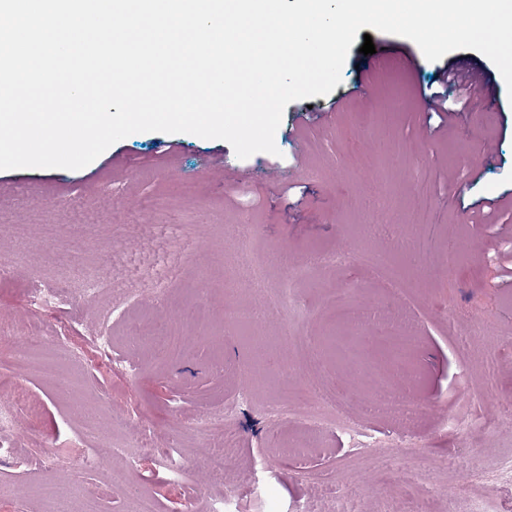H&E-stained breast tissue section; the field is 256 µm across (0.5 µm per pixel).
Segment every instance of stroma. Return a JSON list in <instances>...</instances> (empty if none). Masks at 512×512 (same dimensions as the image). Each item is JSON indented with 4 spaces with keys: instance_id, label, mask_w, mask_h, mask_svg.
<instances>
[{
    "instance_id": "stroma-1",
    "label": "stroma",
    "mask_w": 512,
    "mask_h": 512,
    "mask_svg": "<svg viewBox=\"0 0 512 512\" xmlns=\"http://www.w3.org/2000/svg\"><path fill=\"white\" fill-rule=\"evenodd\" d=\"M369 39L375 54L360 53L365 39L356 38L334 91L287 105L277 154L241 159L223 140L142 132L79 170H0V317L26 326L30 285H66L67 315H48L44 325L75 351L69 360L47 352V377L18 373L0 348V379L38 402L35 425L49 438L62 431L84 440L87 453L109 444L134 456L143 429L185 474L177 483L163 463L145 462L105 493L103 474L80 467L68 449L21 440L19 452L37 465L0 461V512H53L66 478L82 491L73 512L90 496L97 512H133V483L155 498L157 512H182L191 494L216 497L195 481L200 435L190 420L202 405L241 435L232 485L271 479L288 504L307 501L316 512L335 508L319 495L325 482L346 489L345 512H388L395 501L403 512H455L472 496L489 512H512V482L493 476L512 458V419L501 414L512 404V95L475 50L430 61L407 38L374 29ZM404 55L414 58V69L382 77L385 59ZM461 61L486 74L494 99L474 97L465 112L429 111L436 91L458 99L456 86L435 77ZM366 76L371 86L358 92ZM330 109L328 123L321 115ZM399 139L406 149L397 154ZM228 224L252 225L257 267H229L238 243L225 237ZM420 238L439 248L458 245V266L407 263L411 241ZM321 249L348 251L351 260L338 270L303 265ZM377 255L386 257V273L401 292L384 291L369 273L366 261ZM259 275L271 294L289 292L282 315L251 329L225 324V304L254 303ZM90 276L107 284L99 296L82 294ZM329 290L355 304L410 305L422 379L403 392L421 407V441L401 444L385 416L362 408L378 392L376 379L335 365L331 378L350 418L380 429L379 446L349 456L341 432L328 431L302 468L287 469L270 461L266 438L294 437L305 425L301 415L278 420L262 407L280 390L281 366L295 360L277 338L337 331L335 314L322 303ZM185 312L208 316L211 327L181 355L157 351L153 337L173 330ZM100 325L119 337L139 335L130 349L139 358L136 376L119 370L117 359L129 349L117 344L103 354L83 335L84 327ZM488 350L499 358L494 402L481 389ZM120 412L126 423L118 422ZM474 470L487 480L471 481Z\"/></svg>"
}]
</instances>
